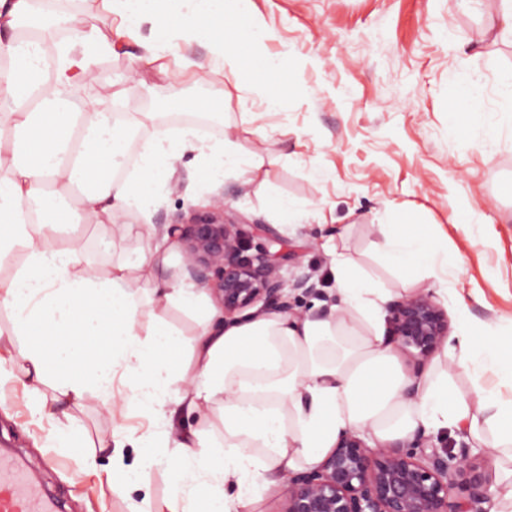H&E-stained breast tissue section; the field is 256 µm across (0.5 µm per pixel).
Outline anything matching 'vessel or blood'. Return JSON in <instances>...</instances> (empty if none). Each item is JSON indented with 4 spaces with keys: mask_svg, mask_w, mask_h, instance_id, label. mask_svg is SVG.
<instances>
[{
    "mask_svg": "<svg viewBox=\"0 0 512 512\" xmlns=\"http://www.w3.org/2000/svg\"><path fill=\"white\" fill-rule=\"evenodd\" d=\"M0 512H58L55 500L33 480L30 466L2 450Z\"/></svg>",
    "mask_w": 512,
    "mask_h": 512,
    "instance_id": "b4317fda",
    "label": "vessel or blood"
}]
</instances>
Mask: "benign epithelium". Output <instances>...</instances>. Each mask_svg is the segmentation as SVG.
<instances>
[{
    "label": "benign epithelium",
    "mask_w": 512,
    "mask_h": 512,
    "mask_svg": "<svg viewBox=\"0 0 512 512\" xmlns=\"http://www.w3.org/2000/svg\"><path fill=\"white\" fill-rule=\"evenodd\" d=\"M183 247L189 279L212 288L224 312L258 302L292 313L276 255L246 243L241 225L225 219L224 199L212 210L168 225ZM389 343L417 362L430 358L448 338V315L425 293L388 305ZM468 443L453 450L418 431L410 442L370 446L349 430L317 467L288 478L283 512H488L490 478L475 465Z\"/></svg>",
    "instance_id": "7a95c632"
}]
</instances>
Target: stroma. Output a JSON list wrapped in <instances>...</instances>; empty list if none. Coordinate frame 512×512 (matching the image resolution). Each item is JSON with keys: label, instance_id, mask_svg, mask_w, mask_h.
Listing matches in <instances>:
<instances>
[{"label": "stroma", "instance_id": "stroma-1", "mask_svg": "<svg viewBox=\"0 0 512 512\" xmlns=\"http://www.w3.org/2000/svg\"><path fill=\"white\" fill-rule=\"evenodd\" d=\"M251 7L269 33L264 53L282 63L278 82L269 83L258 69L238 76L215 61L208 46L182 40L145 67L143 83L136 84L124 74L145 55L153 22L127 30L121 15L90 0V24L121 38L118 52L100 61L96 83L76 90L78 102L90 105L111 94L116 111L161 112L167 126L181 127L180 112L166 109L170 88L160 71L192 58L185 92L210 95L218 111L197 126L199 137L231 139L243 158L260 152L262 165L248 183L234 170L213 181L198 151L181 150L174 178L149 214H126L128 232L78 225L86 256L111 272L121 256L148 250V226L175 223L220 196L226 218L265 224L280 235L285 279L313 275L318 295L289 294L294 310L306 314L334 305L339 250L386 288L389 299L408 288L427 292L435 277L425 260L392 269L381 253L385 236L414 230L448 242L447 290L435 300L449 323L457 324L461 299L475 324L491 323L512 336V98L500 91L502 75L512 72V43L476 41L495 20L500 0H251ZM474 82L481 89L476 111L449 113L450 88ZM269 93L281 97L280 111H264ZM261 130L268 134L263 142ZM282 200L297 205L291 220L276 211ZM71 413L90 442L112 439L111 452L97 454L95 468L87 467L85 450L55 447L57 419L33 416L20 380L0 384V443L39 464L42 481L58 491L66 512H130L133 502L158 512L171 495L165 465L142 470L137 485L121 495L107 476L141 454L113 436L115 427L142 435L164 430V423L138 403L94 391ZM438 437L482 449L476 463L491 490L512 470L511 460L484 452V438H466L457 429Z\"/></svg>", "mask_w": 512, "mask_h": 512}]
</instances>
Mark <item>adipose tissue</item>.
Masks as SVG:
<instances>
[{"label": "adipose tissue", "instance_id": "1", "mask_svg": "<svg viewBox=\"0 0 512 512\" xmlns=\"http://www.w3.org/2000/svg\"><path fill=\"white\" fill-rule=\"evenodd\" d=\"M104 8L135 27L157 25L146 55L133 61L128 80L152 64L159 50L184 38L209 45L222 64L244 73L259 64L268 79L280 62L260 55L264 22L250 0H103ZM33 0H0V266L15 254L24 263L0 280L11 334L22 346L9 361L28 383L35 415L46 413L41 388L58 373L55 403L79 405L88 391L113 398L116 378L129 380L128 400L167 420L179 409L221 406L216 426L224 449L213 452L200 432L176 439L141 436L142 467L167 465L172 496L166 512H249L258 489L277 484L292 470L317 466L342 432H368L383 444L412 438L420 429L485 427L492 448L512 459V402L483 383L486 371L512 380V343L489 324L474 325L458 306L452 357L406 397L407 378L385 337L384 289L374 287L345 254H337L335 314L294 318L271 312L224 324L190 287L153 281L162 245L125 258L101 276L77 243L57 241L65 217L86 224H120L130 211L148 214L160 187L169 184L179 159L171 141L198 149L209 179L227 169L249 177L258 161L243 165L221 143L204 144L191 127L171 131L156 112H127L112 119V98L82 108L75 85L96 79L101 57L112 54L111 35L79 14H55L40 33L21 35ZM142 133L138 172L120 177L131 138ZM386 254L400 267L426 257L448 263V248L409 232L390 237ZM151 283L147 302L201 312L192 335L166 323L139 331L134 282ZM52 332L49 346L25 344L35 329ZM184 353L175 362L176 353ZM0 357V378L9 376ZM468 374L470 397L454 395L451 370ZM235 486L227 495L226 486Z\"/></svg>", "mask_w": 512, "mask_h": 512}]
</instances>
